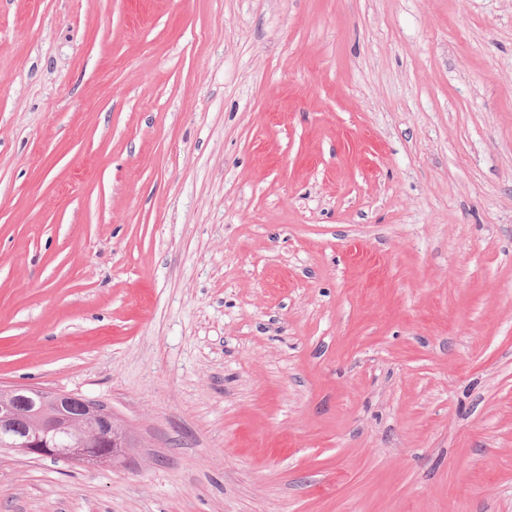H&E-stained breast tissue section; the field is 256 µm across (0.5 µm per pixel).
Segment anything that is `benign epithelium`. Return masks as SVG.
I'll return each mask as SVG.
<instances>
[{
	"label": "benign epithelium",
	"instance_id": "1",
	"mask_svg": "<svg viewBox=\"0 0 512 512\" xmlns=\"http://www.w3.org/2000/svg\"><path fill=\"white\" fill-rule=\"evenodd\" d=\"M87 435L105 447L86 448ZM0 448L34 458L114 465L126 454L127 437L112 412L92 399L37 387L0 388Z\"/></svg>",
	"mask_w": 512,
	"mask_h": 512
}]
</instances>
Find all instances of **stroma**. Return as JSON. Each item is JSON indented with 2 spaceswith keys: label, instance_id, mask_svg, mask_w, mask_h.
<instances>
[{
  "label": "stroma",
  "instance_id": "1",
  "mask_svg": "<svg viewBox=\"0 0 512 512\" xmlns=\"http://www.w3.org/2000/svg\"><path fill=\"white\" fill-rule=\"evenodd\" d=\"M0 512H512V0H0ZM87 435L105 448H85ZM0 448L33 458L114 465L126 454L127 437L112 412L92 399L37 387L0 388Z\"/></svg>",
  "mask_w": 512,
  "mask_h": 512
}]
</instances>
